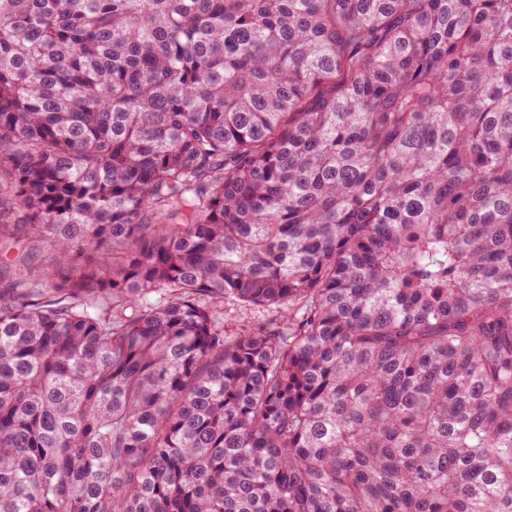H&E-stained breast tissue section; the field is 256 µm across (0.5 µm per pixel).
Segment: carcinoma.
Instances as JSON below:
<instances>
[{"label":"carcinoma","mask_w":512,"mask_h":512,"mask_svg":"<svg viewBox=\"0 0 512 512\" xmlns=\"http://www.w3.org/2000/svg\"><path fill=\"white\" fill-rule=\"evenodd\" d=\"M0 512H512V0H0ZM224 333L235 334L242 328L276 318L271 310L224 303Z\"/></svg>","instance_id":"carcinoma-1"}]
</instances>
